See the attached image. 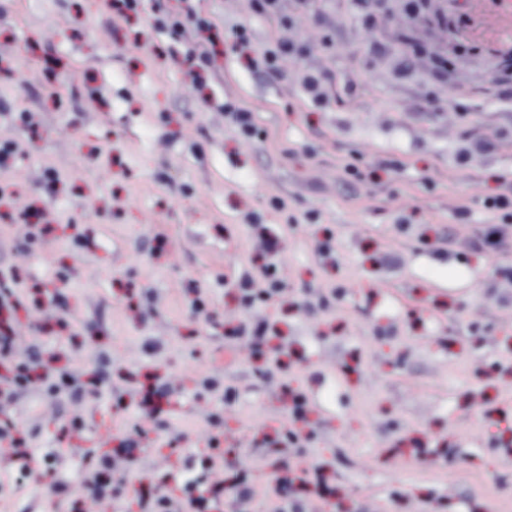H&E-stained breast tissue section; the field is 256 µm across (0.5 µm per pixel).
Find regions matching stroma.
Listing matches in <instances>:
<instances>
[{"label": "stroma", "instance_id": "stroma-1", "mask_svg": "<svg viewBox=\"0 0 512 512\" xmlns=\"http://www.w3.org/2000/svg\"><path fill=\"white\" fill-rule=\"evenodd\" d=\"M162 5L179 2L141 0L116 24L109 0H0V141L17 146L0 169V290L23 293L0 391L12 363L52 357L98 391L40 383L0 420L36 457L66 451L37 471L96 512L86 449L141 428L162 479L208 450L216 415L254 490L246 512H270L288 389L230 334L263 320L312 403L302 460L333 491L323 512H512V256L446 243L490 224L482 200L512 177V74L447 57L394 0H279L274 19L196 0L220 36L199 87L181 62L199 36L159 27ZM275 34L302 44L293 68L329 66L324 99L251 69ZM227 100L256 112L252 138L225 122ZM477 139L492 149L470 154ZM350 162L378 179L344 181ZM259 223L276 257L253 249ZM262 265L286 294L244 309L237 284ZM207 376L237 395L220 401ZM147 386L166 392L160 419L141 413Z\"/></svg>", "mask_w": 512, "mask_h": 512}]
</instances>
